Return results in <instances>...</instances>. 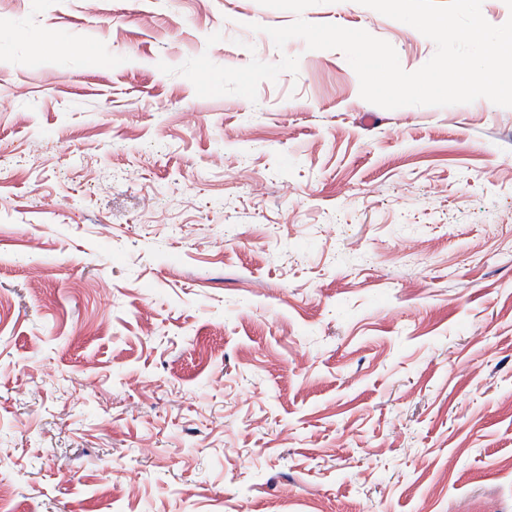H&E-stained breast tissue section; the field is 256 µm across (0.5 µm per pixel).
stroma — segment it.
Returning a JSON list of instances; mask_svg holds the SVG:
<instances>
[{"mask_svg": "<svg viewBox=\"0 0 512 512\" xmlns=\"http://www.w3.org/2000/svg\"><path fill=\"white\" fill-rule=\"evenodd\" d=\"M1 17L7 512H512V108L371 104L257 0ZM204 53L299 70L251 102L157 67Z\"/></svg>", "mask_w": 512, "mask_h": 512, "instance_id": "35a3bbf8", "label": "stroma"}]
</instances>
